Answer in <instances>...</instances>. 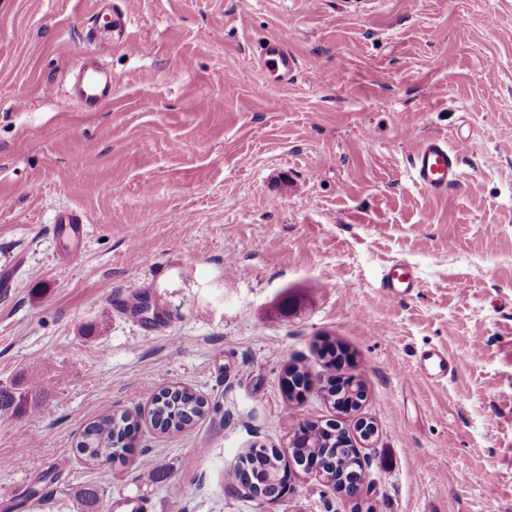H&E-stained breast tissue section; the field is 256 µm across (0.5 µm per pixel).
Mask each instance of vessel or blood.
<instances>
[{
	"label": "vessel or blood",
	"mask_w": 512,
	"mask_h": 512,
	"mask_svg": "<svg viewBox=\"0 0 512 512\" xmlns=\"http://www.w3.org/2000/svg\"><path fill=\"white\" fill-rule=\"evenodd\" d=\"M98 22L89 30L93 40L107 44L127 43L129 19L115 0H98ZM259 63L280 82L294 80L298 68L296 57L283 44L270 41L259 52ZM71 96L89 112L95 111L112 100V77L97 57L85 58L74 71L70 87ZM465 140L455 145L438 137L426 139L410 157L412 180L416 186L436 196L446 195L461 181L460 163L465 150ZM56 230L68 238H79L84 230L81 216L71 210L59 211L54 219ZM382 287L395 301L412 296L418 283L410 268L394 264L385 274ZM452 370V360L447 350L432 347L421 352L415 366L409 371L410 379L439 382L447 379Z\"/></svg>",
	"instance_id": "1"
}]
</instances>
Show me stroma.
Instances as JSON below:
<instances>
[{"instance_id":"1","label":"stroma","mask_w":512,"mask_h":512,"mask_svg":"<svg viewBox=\"0 0 512 512\" xmlns=\"http://www.w3.org/2000/svg\"><path fill=\"white\" fill-rule=\"evenodd\" d=\"M117 2L130 38L104 47L97 0H0V387L47 386L0 420V512H78L89 484L101 512H512V0ZM271 39L290 83L257 60ZM88 54L112 73L98 112L67 95ZM431 136L468 142L445 196L410 177ZM398 262L402 302L380 286ZM320 338L363 383L356 416L315 390L286 415L287 366L329 374ZM431 347L448 381L406 379ZM173 386L216 412L155 429ZM123 411L122 458L87 464L83 429ZM335 420L374 428L360 498L304 473L274 506L225 485L251 446ZM259 63L283 83L293 81L298 68L296 57L278 41L264 44L259 52ZM59 234L70 239H77L83 234L84 222L81 216L72 210L59 211L54 219ZM382 288L390 298L399 302L412 296L418 288V283L407 265L397 263L385 274ZM76 502L79 505L80 512H100L101 493L97 486L84 485L79 486L75 494Z\"/></svg>"}]
</instances>
